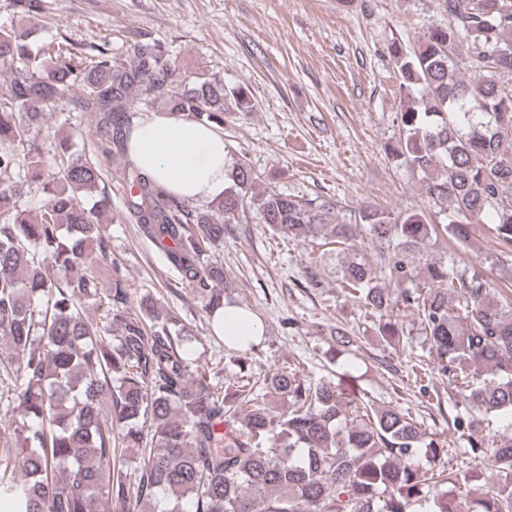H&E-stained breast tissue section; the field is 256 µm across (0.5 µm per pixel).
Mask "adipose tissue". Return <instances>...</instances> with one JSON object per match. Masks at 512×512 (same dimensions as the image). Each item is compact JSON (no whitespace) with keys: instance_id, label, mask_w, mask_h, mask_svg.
<instances>
[{"instance_id":"ef3b65f1","label":"adipose tissue","mask_w":512,"mask_h":512,"mask_svg":"<svg viewBox=\"0 0 512 512\" xmlns=\"http://www.w3.org/2000/svg\"><path fill=\"white\" fill-rule=\"evenodd\" d=\"M128 156L166 191L191 201L221 199L229 183L221 129L174 113L142 120L130 140Z\"/></svg>"}]
</instances>
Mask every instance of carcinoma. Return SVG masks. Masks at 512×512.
<instances>
[{
    "mask_svg": "<svg viewBox=\"0 0 512 512\" xmlns=\"http://www.w3.org/2000/svg\"><path fill=\"white\" fill-rule=\"evenodd\" d=\"M39 16L45 0H14ZM447 19L407 52L391 47L410 105L391 159L421 175V192L454 213L449 224L367 203L354 223L338 201L256 191L244 159L234 188L198 208L168 194L129 159L139 108L161 104L219 128L253 103L216 78H175L164 40L131 35L84 56L37 28L0 26V400L12 433L0 447V503L10 512H512V293L446 260L415 258L444 232L464 245L493 214L501 253L512 255V0H443ZM72 110L91 118L102 153L121 171L120 220L164 254L176 283L224 307L232 288L211 248L229 224L253 217L288 240L320 236L353 251L336 268L345 294L385 319L380 335H404L418 317L436 373L464 395L452 422L477 470L448 471V449L396 408L353 407L332 379L277 370L252 380L248 343L231 347L239 375L224 386L221 362L188 354L185 327L149 290L112 273V211L103 171L48 133L47 116L73 84ZM45 202L19 199L32 183ZM90 199L94 204L85 205ZM104 311L96 319L88 315ZM509 434L478 435L479 416ZM427 465L419 464L420 457ZM485 469L495 475L479 483Z\"/></svg>",
    "mask_w": 512,
    "mask_h": 512,
    "instance_id": "1",
    "label": "carcinoma"
}]
</instances>
